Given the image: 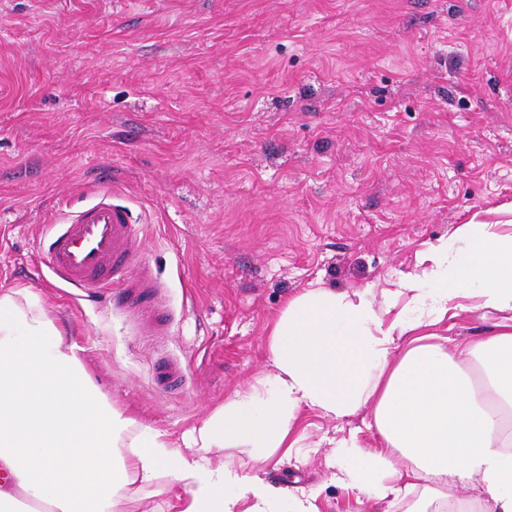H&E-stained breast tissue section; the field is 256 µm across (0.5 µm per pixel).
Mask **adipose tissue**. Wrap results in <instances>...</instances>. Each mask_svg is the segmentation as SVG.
<instances>
[{"label":"adipose tissue","instance_id":"ef3b65f1","mask_svg":"<svg viewBox=\"0 0 512 512\" xmlns=\"http://www.w3.org/2000/svg\"><path fill=\"white\" fill-rule=\"evenodd\" d=\"M472 298L512 311V234L494 224L458 225L381 296L306 289L273 322L258 385L178 441L113 406L40 294L2 289L0 512H125L156 484L173 512H313L251 470L293 448L305 408L369 411L378 449L339 440L331 480L391 512H512V324L463 347L429 340ZM227 448L238 463L219 460Z\"/></svg>","mask_w":512,"mask_h":512}]
</instances>
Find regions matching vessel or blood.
Listing matches in <instances>:
<instances>
[{"label":"vessel or blood","mask_w":512,"mask_h":512,"mask_svg":"<svg viewBox=\"0 0 512 512\" xmlns=\"http://www.w3.org/2000/svg\"><path fill=\"white\" fill-rule=\"evenodd\" d=\"M93 193L87 205H61L39 236L50 276L78 299L110 298L118 288L135 302L151 298L159 283L137 260L144 226L124 187L105 175Z\"/></svg>","instance_id":"b4317fda"}]
</instances>
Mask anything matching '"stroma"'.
Wrapping results in <instances>:
<instances>
[{"label":"stroma","instance_id":"35a3bbf8","mask_svg":"<svg viewBox=\"0 0 512 512\" xmlns=\"http://www.w3.org/2000/svg\"><path fill=\"white\" fill-rule=\"evenodd\" d=\"M105 170L145 221L164 336L36 253ZM469 223L512 234V0H0V288L42 292L113 404L172 437L265 375L288 299L381 292ZM511 318L434 330L474 343ZM294 435L266 481L389 512L330 480L336 441L377 447L368 412L305 409Z\"/></svg>","mask_w":512,"mask_h":512}]
</instances>
